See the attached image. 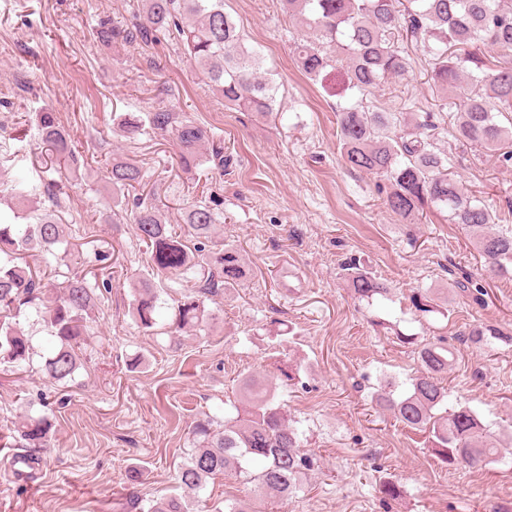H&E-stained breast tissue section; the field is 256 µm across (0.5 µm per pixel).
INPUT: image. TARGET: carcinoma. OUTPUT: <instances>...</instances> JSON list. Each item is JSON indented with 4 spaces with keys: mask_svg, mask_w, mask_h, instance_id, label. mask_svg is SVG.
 <instances>
[{
    "mask_svg": "<svg viewBox=\"0 0 512 512\" xmlns=\"http://www.w3.org/2000/svg\"><path fill=\"white\" fill-rule=\"evenodd\" d=\"M288 16L304 30L295 42L297 67L319 80L339 68L344 87L353 92L336 109L337 135L346 163L375 174L388 183L382 197L385 207L405 224H414L430 208L448 212V221L466 229L475 240L489 271L512 276V228L495 227L489 206L467 196L450 171L448 155L437 148L434 131L449 121L461 152L487 150L499 161L512 163V128L498 117L512 115V0H280ZM142 20L132 27L103 22L93 32L102 43L152 44L159 37L180 40L190 62L208 79L212 90L224 98V107L268 116L275 112L278 87L261 70L257 51L248 48L224 0H142ZM420 46L431 61L432 87L451 94L448 110L391 112L371 110L363 97L378 91L408 72L404 39ZM495 47L491 58L481 47ZM118 126L129 137L149 129L170 134L180 164L186 168L213 162L224 169L221 148H204L210 131L195 120L181 119L169 111L151 112L147 120L131 113L119 116ZM39 131L50 156V170L60 160L74 161L71 143L50 112L39 118ZM145 172L122 155L112 156L108 183L116 203L130 210L139 239L146 244L148 262L163 274L199 277L193 294L178 301L174 330L187 332L207 319H215L205 299L242 286L248 270L236 246L213 240L221 212L200 201L185 209L184 236L161 218L148 197L130 195ZM64 227L53 206L40 208L34 222L14 224L0 217V366L18 370L32 362L33 347L17 318L32 309L44 323L53 342L42 356L38 373L63 385L75 379L82 366L80 353L87 336L86 315L112 288L111 278L89 284L78 273L67 278L60 295L44 299L40 271L25 258L37 251L63 261L69 249L63 244ZM348 287L358 300L374 302L389 294L387 285L356 262L348 263ZM131 315L138 327L150 330L161 308L157 286L139 280L132 288ZM507 336L500 328L477 324L468 342L486 345ZM397 340L415 347L420 367L407 380L408 389L394 396L393 383L383 386L376 401L407 427L427 434L429 447L444 463L483 466L499 460L501 435L491 431L480 415L466 405L448 411L443 380L455 363L454 352L442 342L420 343L411 335ZM281 384L299 382L291 362L276 366ZM247 408L219 422L211 417L196 421L191 454L178 471L182 493L157 500L149 512H191L195 496L209 479L235 474L254 485L255 496L275 503L302 489L303 478L318 460L304 445V431L274 401V390L261 377L248 376L241 385ZM51 429L44 416H25L22 438L29 449L42 448ZM400 484L379 483L380 501L387 504L402 496Z\"/></svg>",
    "mask_w": 512,
    "mask_h": 512,
    "instance_id": "1",
    "label": "carcinoma"
}]
</instances>
